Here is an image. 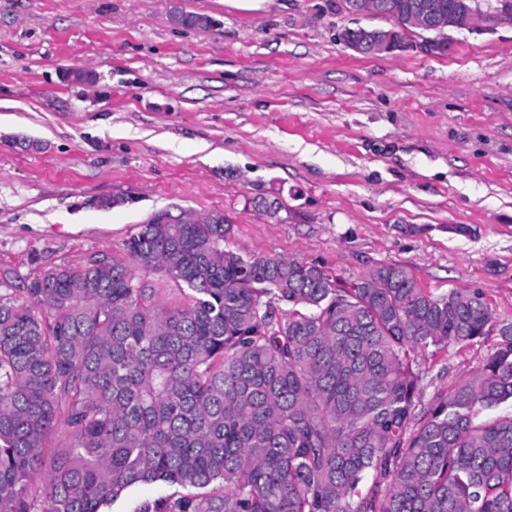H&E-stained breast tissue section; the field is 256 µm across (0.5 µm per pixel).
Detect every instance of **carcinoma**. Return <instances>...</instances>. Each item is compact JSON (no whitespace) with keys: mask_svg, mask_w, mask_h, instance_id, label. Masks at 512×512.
Segmentation results:
<instances>
[{"mask_svg":"<svg viewBox=\"0 0 512 512\" xmlns=\"http://www.w3.org/2000/svg\"><path fill=\"white\" fill-rule=\"evenodd\" d=\"M232 229L155 213L127 259L23 279L25 304L0 280V512H107L136 485L174 488L136 512H512V418L490 415L512 401V322L419 415L411 354L486 336L485 295L247 258ZM143 272L186 300L157 303Z\"/></svg>","mask_w":512,"mask_h":512,"instance_id":"carcinoma-1","label":"carcinoma"}]
</instances>
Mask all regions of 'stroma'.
Masks as SVG:
<instances>
[{"label":"stroma","instance_id":"stroma-1","mask_svg":"<svg viewBox=\"0 0 512 512\" xmlns=\"http://www.w3.org/2000/svg\"><path fill=\"white\" fill-rule=\"evenodd\" d=\"M388 25L345 0H0V274L122 256L170 207L224 213L242 254L402 267L512 321V22L449 31L445 57L340 39ZM498 340L417 353L419 409ZM349 48L354 52L362 55L367 53L383 54L395 52L377 32L368 30H366V36L361 42L350 46Z\"/></svg>","mask_w":512,"mask_h":512}]
</instances>
